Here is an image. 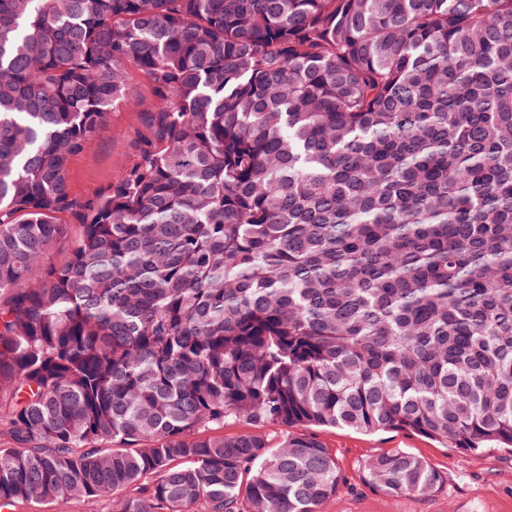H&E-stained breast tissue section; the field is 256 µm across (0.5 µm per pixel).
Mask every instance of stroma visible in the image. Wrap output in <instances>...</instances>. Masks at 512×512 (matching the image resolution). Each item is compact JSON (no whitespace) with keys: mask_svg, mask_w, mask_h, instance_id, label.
Wrapping results in <instances>:
<instances>
[{"mask_svg":"<svg viewBox=\"0 0 512 512\" xmlns=\"http://www.w3.org/2000/svg\"><path fill=\"white\" fill-rule=\"evenodd\" d=\"M129 82L133 98L112 108L92 148L71 162L68 184L77 199L98 195L133 159L131 143L140 115L152 109L155 97L139 70L130 69ZM317 436L335 457L346 482L324 512H512L510 449L491 448L474 457L404 431L366 433L345 427L323 428ZM386 451H405L426 461L445 476L443 488L426 496L387 494L372 488L365 464Z\"/></svg>","mask_w":512,"mask_h":512,"instance_id":"stroma-1","label":"stroma"}]
</instances>
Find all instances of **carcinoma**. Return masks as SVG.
<instances>
[{
    "label": "carcinoma",
    "instance_id": "cac0c4a2",
    "mask_svg": "<svg viewBox=\"0 0 512 512\" xmlns=\"http://www.w3.org/2000/svg\"><path fill=\"white\" fill-rule=\"evenodd\" d=\"M339 426L512 449V0H0V503L323 512ZM129 82L135 91L133 98L112 108L92 148L71 162L68 184L77 199L98 195L133 159L131 143L140 114L152 109L155 97L148 79L134 67L129 68Z\"/></svg>",
    "mask_w": 512,
    "mask_h": 512
}]
</instances>
